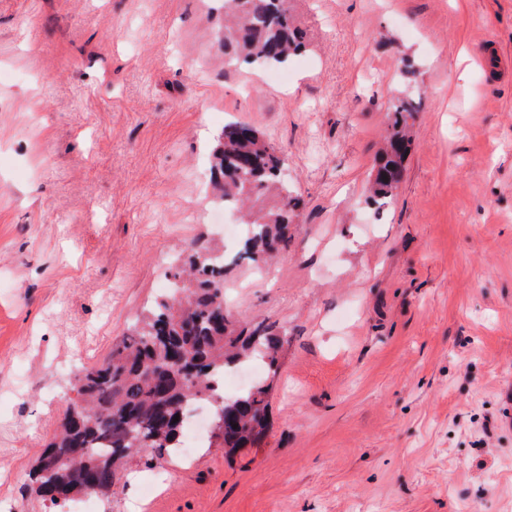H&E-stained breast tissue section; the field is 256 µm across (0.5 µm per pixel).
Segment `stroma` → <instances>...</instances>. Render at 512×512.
<instances>
[{"label": "stroma", "mask_w": 512, "mask_h": 512, "mask_svg": "<svg viewBox=\"0 0 512 512\" xmlns=\"http://www.w3.org/2000/svg\"><path fill=\"white\" fill-rule=\"evenodd\" d=\"M306 49L226 67L220 0H0V505L164 293L170 260L240 237L210 150L263 132L304 200L270 267L224 274L285 336L266 438L129 458L93 512H512V0H291ZM413 74L404 77V65ZM411 96L399 195L369 201Z\"/></svg>", "instance_id": "35a3bbf8"}]
</instances>
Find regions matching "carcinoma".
I'll list each match as a JSON object with an SVG mask.
<instances>
[{"instance_id":"cac0c4a2","label":"carcinoma","mask_w":512,"mask_h":512,"mask_svg":"<svg viewBox=\"0 0 512 512\" xmlns=\"http://www.w3.org/2000/svg\"><path fill=\"white\" fill-rule=\"evenodd\" d=\"M290 0H224L221 41L229 65L259 68L288 63L304 46ZM415 106L393 104L385 128V148L374 168L370 200L378 207L392 201L400 187L411 151L408 120ZM285 162L264 135L244 122L224 126L212 153V172L222 203L240 211L253 201L270 203L244 214L248 230L235 260L260 265L288 245L289 227L302 200L282 179ZM226 262L219 251L199 247L188 263L169 269L172 294L152 307L112 348L103 362L75 373L77 398L67 411L62 432L45 448L71 457L52 476L29 473L36 494L53 504L84 491L87 475L110 488L124 459L160 455L179 447L183 424L193 401L214 407L219 431L210 436L235 452L260 441L269 427V385L257 382L235 397H226L216 380L229 367L259 356L267 375L276 377L284 338L259 323L237 325L224 300ZM238 428H233V425Z\"/></svg>"}]
</instances>
